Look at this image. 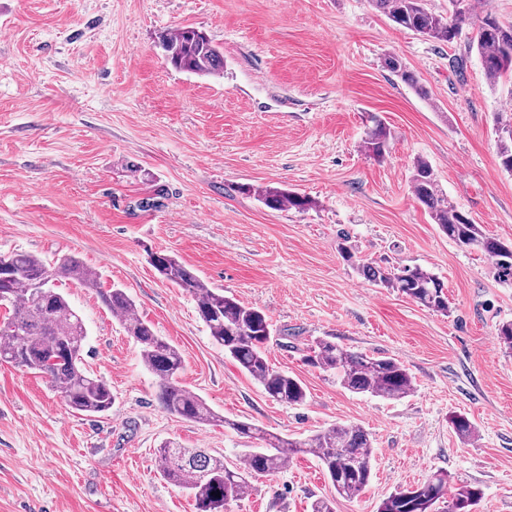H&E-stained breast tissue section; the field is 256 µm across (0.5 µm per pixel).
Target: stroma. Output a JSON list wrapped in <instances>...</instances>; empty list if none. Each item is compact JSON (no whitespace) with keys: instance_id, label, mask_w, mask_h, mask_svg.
I'll return each instance as SVG.
<instances>
[{"instance_id":"obj_1","label":"stroma","mask_w":512,"mask_h":512,"mask_svg":"<svg viewBox=\"0 0 512 512\" xmlns=\"http://www.w3.org/2000/svg\"><path fill=\"white\" fill-rule=\"evenodd\" d=\"M207 34L224 73L166 63L161 35ZM470 30L432 42L368 0H0V254L73 255L99 289L57 288L88 329L85 360L115 403L72 412L45 377L0 362V512H196L162 479L174 442L234 464L259 447L220 425L167 414L135 342L101 302L123 288L140 317L181 352L182 383L225 417L301 439L334 423L374 439V476L337 497L317 459L300 455L254 481L230 512H377L396 489L448 472L482 489L478 512H512V276L433 224L413 196L414 158L430 162L449 201L512 243V175L493 117L512 113V79L489 89ZM393 52L428 95L383 66ZM391 131L384 160L360 149L369 115ZM295 190L317 202L275 211L241 186ZM420 265L445 286L430 311L367 282L338 250ZM176 256L213 288L260 307L269 360L298 378L289 406L214 345L194 299L160 279L149 256ZM317 338L388 356L413 376L400 400L353 394L302 361ZM467 415L462 441L449 419Z\"/></svg>"}]
</instances>
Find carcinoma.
<instances>
[{
  "mask_svg": "<svg viewBox=\"0 0 512 512\" xmlns=\"http://www.w3.org/2000/svg\"><path fill=\"white\" fill-rule=\"evenodd\" d=\"M368 3L398 26L442 43H451L462 33L474 10L473 0H448L446 15L430 11L425 0ZM469 47L478 53L489 87H496L502 78L512 75V24L506 25L493 13L482 11L476 16ZM162 48L167 61L177 70L201 76L224 72V54L194 27H179L164 34ZM385 65L419 95L428 96L397 55H387ZM496 135L500 166L512 174L511 115L505 118L498 114ZM389 137L387 126L375 118L360 148L380 161L388 150ZM410 182L414 197L448 239L487 255L512 274V245L486 236L467 213L451 204L427 160H414ZM242 191L257 195L272 210L307 211L316 206L310 197L278 187L245 186ZM0 263L7 264L13 274L7 285L9 299L3 302L8 314L0 320V361L45 376L76 413L95 416L108 412L114 402L112 387L85 368V324L54 287V281L65 278L85 288H97V275L73 256L47 264L32 254L13 252L0 254ZM150 263L160 278L195 298L199 317L213 342L224 348V354L257 381L269 398L288 405L305 402L302 382L269 362L271 324L260 308L209 287L195 270L173 255L155 252L150 255ZM355 266L367 281L392 288L434 312L448 313L444 284L429 270L419 265L383 267L376 262H357ZM99 295L108 310L123 316L124 328L139 346L144 366L158 380V400L168 414L201 425L221 423L264 442L261 448L247 449L242 464L233 466L225 463L224 457L200 449L181 448L173 443L158 449L161 476L187 491L197 512H226L232 503L248 494L256 477L280 472L299 454L319 459L336 494L342 498H356L369 484L375 455L369 432L352 424H334L306 439H292L217 414L201 396L179 382L184 369L179 350L139 317L123 289L101 290ZM304 360L313 367L334 372L343 388L353 393L399 400L413 390L412 375L397 359L351 351L328 339L315 341ZM450 423L464 440L477 436L475 425L463 414L453 415ZM451 482L448 473L437 472L390 494L377 512H451L454 504H463L470 512L482 499V490L471 485L454 487Z\"/></svg>",
  "mask_w": 512,
  "mask_h": 512,
  "instance_id": "carcinoma-1",
  "label": "carcinoma"
}]
</instances>
